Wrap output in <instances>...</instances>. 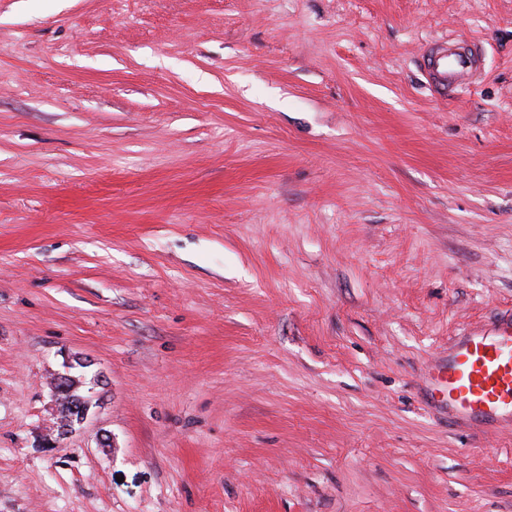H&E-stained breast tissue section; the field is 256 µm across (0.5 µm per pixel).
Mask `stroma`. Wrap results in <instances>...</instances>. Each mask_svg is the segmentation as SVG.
Returning a JSON list of instances; mask_svg holds the SVG:
<instances>
[{"label":"stroma","instance_id":"35a3bbf8","mask_svg":"<svg viewBox=\"0 0 512 512\" xmlns=\"http://www.w3.org/2000/svg\"><path fill=\"white\" fill-rule=\"evenodd\" d=\"M508 313L512 0H0V512H512L438 377ZM474 62L471 49L460 42L448 41V45L431 48L427 53L430 76L438 85L450 91L473 68ZM71 379H73V377L68 374L59 375L55 378L51 387L55 404L65 403L67 405L62 404L60 415L64 416L70 409L73 414L69 420L64 422V426L59 428L60 434L68 433L72 431L75 424L83 423L87 419L90 409L89 402L86 399H74L70 397L72 392L69 387ZM64 397L67 398L64 399Z\"/></svg>","mask_w":512,"mask_h":512}]
</instances>
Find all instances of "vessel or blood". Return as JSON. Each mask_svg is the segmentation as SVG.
I'll return each mask as SVG.
<instances>
[{
  "mask_svg": "<svg viewBox=\"0 0 512 512\" xmlns=\"http://www.w3.org/2000/svg\"><path fill=\"white\" fill-rule=\"evenodd\" d=\"M473 65L471 49L460 42L427 53L430 76L446 89L453 88ZM444 387L448 411L459 423L512 426V318L501 320L491 331H473L453 339Z\"/></svg>",
  "mask_w": 512,
  "mask_h": 512,
  "instance_id": "1",
  "label": "vessel or blood"
}]
</instances>
